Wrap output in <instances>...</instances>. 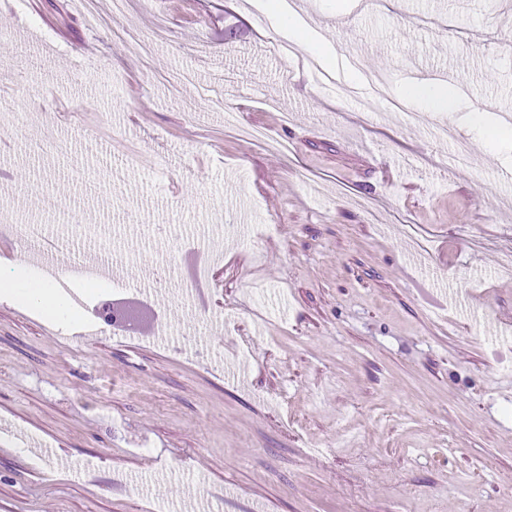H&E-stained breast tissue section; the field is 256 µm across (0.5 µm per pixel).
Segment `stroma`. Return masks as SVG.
Here are the masks:
<instances>
[{"label": "stroma", "mask_w": 512, "mask_h": 512, "mask_svg": "<svg viewBox=\"0 0 512 512\" xmlns=\"http://www.w3.org/2000/svg\"><path fill=\"white\" fill-rule=\"evenodd\" d=\"M377 2L0 0V212L111 266L89 307L188 277L162 227H266L155 293L213 320L182 353L0 302V512H512V147L470 121L512 105V0ZM441 78L447 118L391 109Z\"/></svg>", "instance_id": "obj_1"}]
</instances>
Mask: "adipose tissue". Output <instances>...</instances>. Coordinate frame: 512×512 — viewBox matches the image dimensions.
Returning <instances> with one entry per match:
<instances>
[{"instance_id": "adipose-tissue-1", "label": "adipose tissue", "mask_w": 512, "mask_h": 512, "mask_svg": "<svg viewBox=\"0 0 512 512\" xmlns=\"http://www.w3.org/2000/svg\"><path fill=\"white\" fill-rule=\"evenodd\" d=\"M402 99L425 103L432 112H450L457 98L453 83L413 82L400 90ZM0 299L29 309L44 319H50L78 331L83 327L80 317L69 310L58 297L51 283L44 277L33 274L20 263L9 266L0 273Z\"/></svg>"}]
</instances>
